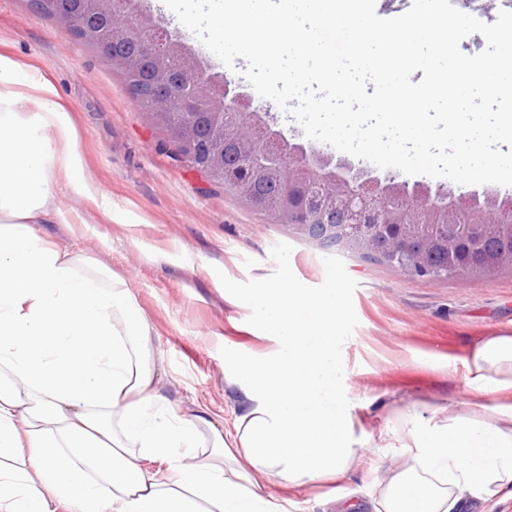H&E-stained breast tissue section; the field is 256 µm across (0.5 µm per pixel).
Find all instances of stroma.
<instances>
[{
  "instance_id": "stroma-1",
  "label": "stroma",
  "mask_w": 512,
  "mask_h": 512,
  "mask_svg": "<svg viewBox=\"0 0 512 512\" xmlns=\"http://www.w3.org/2000/svg\"><path fill=\"white\" fill-rule=\"evenodd\" d=\"M0 56L54 87L91 188L54 186L71 221L38 225L39 234L128 283L163 353L162 393L179 412L205 406L231 429L241 401L224 383L225 344L255 356L275 347L250 307L259 278L315 295L335 286L336 348L360 432L379 433L421 405L462 408L470 344L512 334V272L416 280L354 253H325L174 160L173 144L111 62L29 0H0ZM436 354L447 365L436 366ZM402 454L381 441L336 480L287 489L272 478L265 491L285 512H340L346 501L368 502Z\"/></svg>"
}]
</instances>
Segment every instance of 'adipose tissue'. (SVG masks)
Masks as SVG:
<instances>
[{"label":"adipose tissue","instance_id":"1","mask_svg":"<svg viewBox=\"0 0 512 512\" xmlns=\"http://www.w3.org/2000/svg\"><path fill=\"white\" fill-rule=\"evenodd\" d=\"M79 166L52 85L0 56V512H283L263 480L342 475L369 439L336 354V291L256 281L253 316L276 347L225 373L244 399L232 430L180 413L128 284L36 230L68 223L52 186L85 192ZM465 368L462 413L386 426L405 454L371 512L512 495V336L481 338Z\"/></svg>","mask_w":512,"mask_h":512}]
</instances>
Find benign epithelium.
Instances as JSON below:
<instances>
[{"instance_id": "obj_1", "label": "benign epithelium", "mask_w": 512, "mask_h": 512, "mask_svg": "<svg viewBox=\"0 0 512 512\" xmlns=\"http://www.w3.org/2000/svg\"><path fill=\"white\" fill-rule=\"evenodd\" d=\"M132 0H82L83 13L63 0H30L34 8L73 27L79 37L121 70L140 90L148 67L150 93L144 107L160 117L183 158L257 210L263 200L252 191L256 154L269 164L258 176L280 188L268 215L328 251L344 248L403 274L431 281L482 274L486 265L512 271V249L484 259L485 242L502 234L512 240V198L489 190L459 195L399 180L389 169H368L316 147L289 142L250 111L240 86L211 75L191 54L183 35L162 20L128 8ZM94 16L125 36L127 52L86 21ZM445 233V259L433 260L434 228Z\"/></svg>"}]
</instances>
